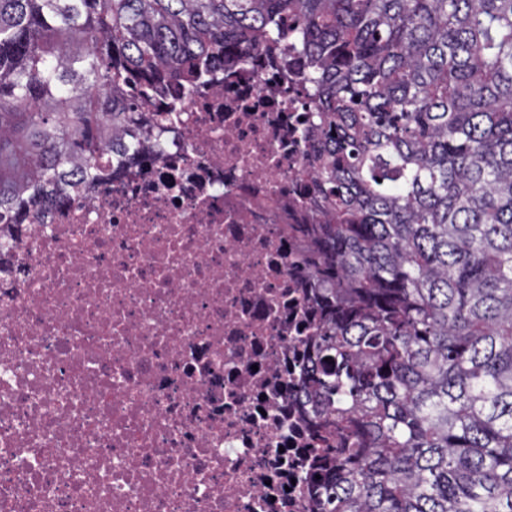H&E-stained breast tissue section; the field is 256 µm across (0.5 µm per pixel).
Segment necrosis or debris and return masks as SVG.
Listing matches in <instances>:
<instances>
[{
	"instance_id": "obj_1",
	"label": "necrosis or debris",
	"mask_w": 512,
	"mask_h": 512,
	"mask_svg": "<svg viewBox=\"0 0 512 512\" xmlns=\"http://www.w3.org/2000/svg\"><path fill=\"white\" fill-rule=\"evenodd\" d=\"M298 65L225 67L0 226V512H314Z\"/></svg>"
}]
</instances>
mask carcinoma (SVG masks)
<instances>
[{"label": "carcinoma", "instance_id": "cac0c4a2", "mask_svg": "<svg viewBox=\"0 0 512 512\" xmlns=\"http://www.w3.org/2000/svg\"><path fill=\"white\" fill-rule=\"evenodd\" d=\"M261 44L315 103L318 512H512V0H0V225Z\"/></svg>", "mask_w": 512, "mask_h": 512}]
</instances>
